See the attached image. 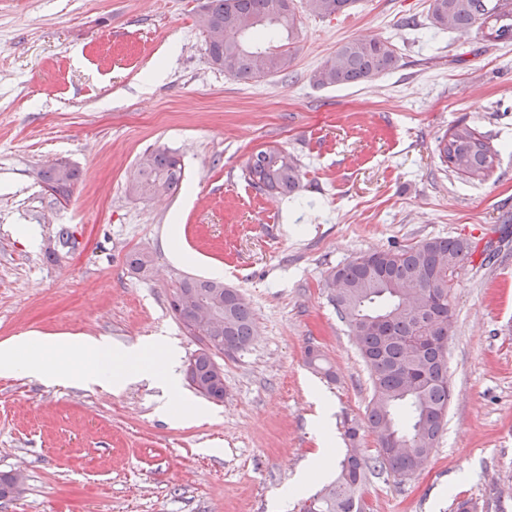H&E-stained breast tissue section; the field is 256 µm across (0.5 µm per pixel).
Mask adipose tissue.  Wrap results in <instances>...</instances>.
Segmentation results:
<instances>
[{
	"instance_id": "1",
	"label": "adipose tissue",
	"mask_w": 512,
	"mask_h": 512,
	"mask_svg": "<svg viewBox=\"0 0 512 512\" xmlns=\"http://www.w3.org/2000/svg\"><path fill=\"white\" fill-rule=\"evenodd\" d=\"M64 349L80 358L81 366L70 370L49 361L48 351ZM177 356L172 348L158 345L110 350L90 336H18L0 343V375L9 376L17 371L50 381L55 375L65 376L68 383L86 389L96 387L120 391L136 377L159 380L168 391L162 408L164 416H174L184 423L202 415L200 406L190 403L177 387Z\"/></svg>"
}]
</instances>
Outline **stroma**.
Listing matches in <instances>:
<instances>
[{
    "mask_svg": "<svg viewBox=\"0 0 512 512\" xmlns=\"http://www.w3.org/2000/svg\"><path fill=\"white\" fill-rule=\"evenodd\" d=\"M199 0H0V342L92 336L112 349L166 339L178 373L199 346L168 300L184 275L237 289L256 321L223 358L224 399L192 423L161 417L163 388L122 390L0 376V472L24 491L0 512H271L320 446L311 386L331 424L364 419L371 385L324 281L363 252L431 237L479 247L458 271L448 343L452 399L427 469L369 476V512H512V43L430 28L429 0H357L303 16L285 72L259 82L214 68ZM391 42L398 69L352 86L312 72L347 40ZM464 123L499 155L484 179L445 169L437 146ZM277 146L301 187L279 198L242 176ZM175 152L181 190L138 199L144 152ZM58 161L69 200L35 178ZM495 245L484 261L480 250ZM150 252L155 273L128 267ZM318 345L336 374L305 363Z\"/></svg>",
    "mask_w": 512,
    "mask_h": 512,
    "instance_id": "35a3bbf8",
    "label": "stroma"
}]
</instances>
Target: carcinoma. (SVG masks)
Returning a JSON list of instances; mask_svg holds the SVG:
<instances>
[{
  "label": "carcinoma",
  "mask_w": 512,
  "mask_h": 512,
  "mask_svg": "<svg viewBox=\"0 0 512 512\" xmlns=\"http://www.w3.org/2000/svg\"><path fill=\"white\" fill-rule=\"evenodd\" d=\"M357 0H304L303 11L327 18L351 9ZM427 19L438 30H477L491 42L512 41V0H430ZM197 24L224 27V41L206 44L211 64L240 81H260L285 71L286 51L264 48L255 31L269 30L287 40L299 33L301 17L294 0H202ZM394 45L381 37L351 39L311 75L316 87L358 85L398 68ZM441 163L470 178L485 177L494 167L497 150L487 137L468 125H456L438 145ZM248 181L261 192L288 196L300 188L301 171L293 156L278 147L250 155ZM40 181L58 198L69 199L80 178L70 165L39 171ZM183 183L180 159L165 148L142 154L128 185L134 197L152 198L176 192ZM476 251L474 242L459 237H433L385 250L361 253L329 269L325 281L336 313L354 336L371 379L366 408L367 428L375 435L378 455L369 459L361 449L362 425L344 422L346 448L336 477L307 497L300 512H363L362 488L367 476L386 472L403 481L419 463L433 455L442 432L452 391L448 380V342L453 314L448 301L456 272ZM153 257L144 251L129 254L128 265L148 278ZM204 299L224 315L209 328L222 346L220 353L202 351L192 360L189 384L201 395L224 399V387L212 385L219 354L233 356L255 336L254 313L246 299L224 282L184 276L173 292ZM306 363L329 379L335 373L319 347L307 346Z\"/></svg>",
  "instance_id": "obj_1"
}]
</instances>
